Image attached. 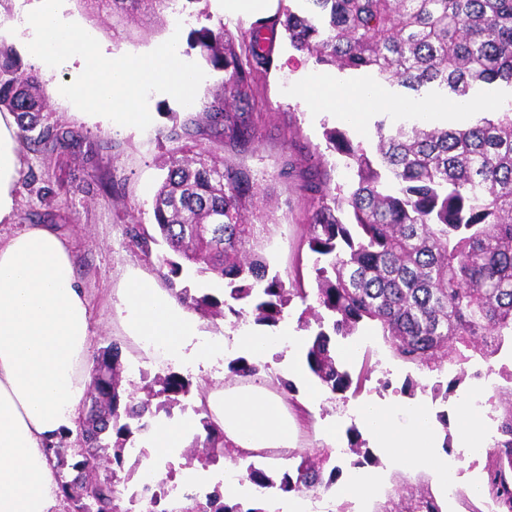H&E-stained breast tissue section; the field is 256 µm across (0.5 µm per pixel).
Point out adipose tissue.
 <instances>
[{
	"instance_id": "obj_1",
	"label": "adipose tissue",
	"mask_w": 512,
	"mask_h": 512,
	"mask_svg": "<svg viewBox=\"0 0 512 512\" xmlns=\"http://www.w3.org/2000/svg\"><path fill=\"white\" fill-rule=\"evenodd\" d=\"M316 105L359 124L364 108L386 106L379 92L333 81L312 91ZM17 119L0 113V224L13 209L18 174ZM117 314L131 339L169 362L215 367L224 338L206 331L191 311L151 279L129 275L118 292ZM88 294L65 240L47 224L0 236V512H61L47 443L76 431L91 384ZM213 420L233 453L248 458L284 455L297 442L299 423L282 396L266 385L202 388ZM368 439L387 449L391 467L432 469L452 480L436 454L430 411L392 400H368L358 409Z\"/></svg>"
}]
</instances>
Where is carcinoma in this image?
<instances>
[{"instance_id": "1", "label": "carcinoma", "mask_w": 512, "mask_h": 512, "mask_svg": "<svg viewBox=\"0 0 512 512\" xmlns=\"http://www.w3.org/2000/svg\"><path fill=\"white\" fill-rule=\"evenodd\" d=\"M282 8L275 20L295 50L318 65L340 71L369 73L395 80L415 91L428 84L464 97L475 88L500 83L512 86V0H303L306 7ZM98 12L127 16L166 0H83ZM263 23L234 39L219 26L192 34L191 45L216 70L225 72L222 92L211 102L209 117L222 139L245 145L254 124L229 103L255 105L259 75L272 65L263 48ZM16 115L18 138L38 147L44 142L46 102L36 73L24 68L15 49L0 40V112ZM491 116L465 128L413 126L387 132L376 127L375 143L353 144L345 132L325 131L330 147L349 160L355 171L350 187L310 183L312 200L307 222L317 306L298 318L300 327L316 325L309 339V371L330 392L346 400L353 385L332 347L337 336H352L359 324L375 322L394 355L430 371L445 364L459 367L452 379L466 376L465 364L478 355L489 361L512 341V104L490 108ZM83 146L70 132L53 135L52 149ZM167 174L154 196L155 227H127L129 242L143 255L163 242L170 254L159 258L164 278L182 304L208 316L248 315L260 325L276 326L294 298L306 299L303 288L288 287L268 262L250 250L265 231L247 218L254 196L251 170L219 160L201 147L191 157L173 152ZM190 268L200 277L224 281L221 294H198L181 280ZM118 343L93 358L87 410L78 435L112 468L96 476L91 493L103 510L123 501L131 473L125 472L126 444L151 427L190 393L188 380L157 373L142 387L145 397L124 395ZM268 366L238 359L233 372L242 379ZM499 375L511 386H497L488 399L498 415L493 446L487 450L484 495L512 512V370ZM198 425L187 458L203 448L206 464L228 458L239 463L224 440V431L199 408ZM63 434L49 444L55 474L85 464L78 453L66 457ZM295 470L266 472L250 463L242 479L280 494L327 490L337 468L324 473L323 458L305 451ZM65 507L80 509L81 493L58 483ZM151 512L246 511L226 499L219 488L193 498L177 510L166 479L145 483L132 493ZM380 512H442L427 487L403 496Z\"/></svg>"}]
</instances>
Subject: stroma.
<instances>
[{"label":"stroma","instance_id":"stroma-1","mask_svg":"<svg viewBox=\"0 0 512 512\" xmlns=\"http://www.w3.org/2000/svg\"><path fill=\"white\" fill-rule=\"evenodd\" d=\"M225 3L226 0H194L178 27L172 20L161 21L150 14H137L116 25L107 15L91 13L82 0H68L66 13L95 29L113 57L155 49L176 33L180 36L179 57L196 62L200 55L190 46L193 30L222 23L236 36L256 20L273 18L278 9L276 0H269L265 8L250 12L227 11ZM272 57L273 66L261 81V102L252 114L254 139L244 147H217V153L253 172L257 193L249 220L269 228L257 251L267 259L271 271L279 273L288 283L298 271L310 276L313 262L305 242L309 201L299 189L303 178L313 167L327 173L335 183H345L351 178L344 157L327 150L324 130L339 128L353 142L366 145L377 124H384L389 130L419 124L420 115L411 111L415 97L439 105L450 101L451 96L435 88L417 93L395 81L381 83L380 88L392 105L372 109L365 125L359 127L338 119L333 110L314 105L304 90L325 76L346 86L362 88L371 84L370 75L316 65L295 51L281 34L272 45ZM205 73L192 106H182L166 94H151L148 107L152 123L142 131L134 127H108L59 95L58 87L69 79L67 66L40 71L51 130L78 132L93 148L57 151L50 156L20 148L19 170L24 179L16 184L9 223L0 226L4 235L29 224L56 226L71 248L76 274L87 289L93 352H100L112 342L120 343L121 385L129 394L137 391L146 375L172 371L190 379L193 392L183 399L180 407L174 408L173 415L177 418L194 417L195 393L203 384L211 382L212 369L186 368L147 353L125 338L116 307L118 290L130 273L150 278L158 287L166 285L158 261L166 253V245L155 246L152 256H142L130 245L126 228L131 224H153V197L167 174L163 162L169 153L212 145L216 131L210 128L204 114L220 89L224 74L210 67ZM289 158L296 159L297 169L292 176H281L282 166ZM348 341L358 344L359 349L355 357L346 360V367L354 373L364 366L369 369L361 392L341 403L331 401L329 392L324 391L317 403L311 405L305 390L300 389L290 402L299 420V447L327 454L328 466L337 470L333 487L319 492V499L330 502L334 512H377L379 504L387 499L398 498L425 484L437 495L442 512H467L460 499L450 500L442 495L433 474L424 470L390 469L386 450L375 447L370 450L374 461L369 469L382 474V484L365 499L340 494V487L356 472L355 456L349 446L351 432L363 429L357 415L361 402L376 397L406 405L422 403L432 414L451 417L458 401L475 389L474 381L467 378L448 396L435 394L434 385L447 382V371H429L395 357L376 323H364ZM348 341L340 338L336 344L341 347ZM409 379L415 381L416 388L406 394L402 387ZM328 422L336 425V441L332 444L323 433V426ZM438 453L456 460L459 488L469 491L474 485L484 484L485 453L454 446L439 448Z\"/></svg>","mask_w":512,"mask_h":512}]
</instances>
